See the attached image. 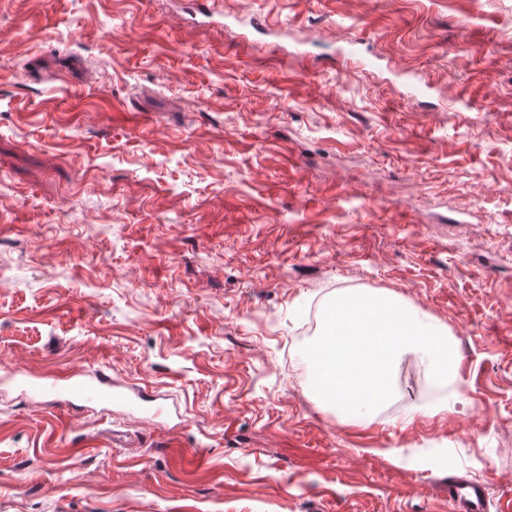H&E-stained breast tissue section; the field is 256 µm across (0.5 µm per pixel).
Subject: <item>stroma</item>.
Listing matches in <instances>:
<instances>
[{"mask_svg": "<svg viewBox=\"0 0 512 512\" xmlns=\"http://www.w3.org/2000/svg\"><path fill=\"white\" fill-rule=\"evenodd\" d=\"M212 7L0 0V512H512V0ZM388 292L459 380L338 416L304 317ZM105 366L145 402L21 384ZM448 510L451 512H488V499L484 483L466 477L449 476Z\"/></svg>", "mask_w": 512, "mask_h": 512, "instance_id": "35a3bbf8", "label": "stroma"}]
</instances>
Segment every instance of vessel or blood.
<instances>
[{"label": "vessel or blood", "mask_w": 512, "mask_h": 512, "mask_svg": "<svg viewBox=\"0 0 512 512\" xmlns=\"http://www.w3.org/2000/svg\"><path fill=\"white\" fill-rule=\"evenodd\" d=\"M29 390L38 396L50 395L69 403H99L133 405L128 392L115 388L106 370H99L90 378L69 375L44 377L28 381ZM449 512H488L486 487L483 482L465 477L448 479Z\"/></svg>", "instance_id": "vessel-or-blood-1"}]
</instances>
